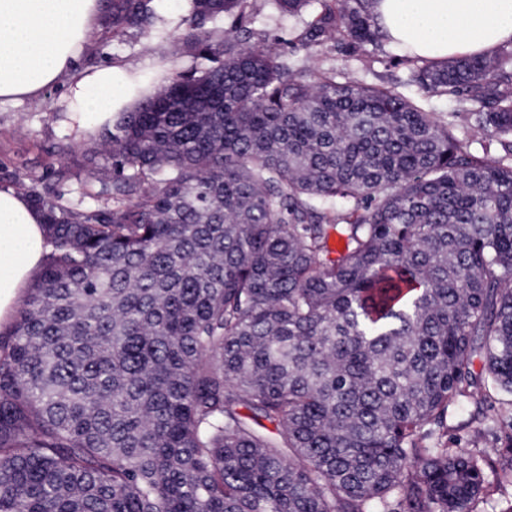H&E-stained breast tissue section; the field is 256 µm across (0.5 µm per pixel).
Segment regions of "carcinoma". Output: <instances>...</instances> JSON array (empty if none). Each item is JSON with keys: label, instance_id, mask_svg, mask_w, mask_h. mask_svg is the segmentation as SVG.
Masks as SVG:
<instances>
[{"label": "carcinoma", "instance_id": "obj_1", "mask_svg": "<svg viewBox=\"0 0 512 512\" xmlns=\"http://www.w3.org/2000/svg\"><path fill=\"white\" fill-rule=\"evenodd\" d=\"M152 2L111 0L112 32L169 43ZM271 2L313 9L310 50L383 38L372 0ZM253 18L188 0L208 65L120 113L98 190H28L48 252L0 328V512H481L480 431L442 436L460 398L479 421L512 396V161L488 158L512 44L400 50L469 97L478 153L412 98L250 46Z\"/></svg>", "mask_w": 512, "mask_h": 512}]
</instances>
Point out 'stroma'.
Here are the masks:
<instances>
[{
    "label": "stroma",
    "instance_id": "stroma-1",
    "mask_svg": "<svg viewBox=\"0 0 512 512\" xmlns=\"http://www.w3.org/2000/svg\"><path fill=\"white\" fill-rule=\"evenodd\" d=\"M254 25L265 30L270 39L268 48L288 55L298 65L336 73L366 85L394 89L418 100L427 111L437 113L455 130L458 137H467L465 114L471 103L462 93L431 97L408 85L409 66L400 60L395 47L382 43L371 48L369 54L353 51L346 42L336 39L328 42L316 54H309L299 35L310 19L309 13L282 14L272 9L266 0H256ZM148 41L137 29H128L121 35L96 29L83 63L87 66L113 64L117 68L138 74L146 86H154L163 76L190 70L193 59L185 53L180 42L170 43L163 52L149 50ZM63 93L56 87L38 99L0 103V185H9L26 191L30 184L52 195L62 191L77 195L90 169L104 162L101 154L92 152L94 141L103 140L106 127H97L93 138L81 139L69 122L63 121L56 106ZM65 172L64 180L46 176L48 166ZM474 405L461 399L448 410V443L469 447L475 428H482L481 446L497 456L498 424L496 410H489L481 426H474L470 414Z\"/></svg>",
    "mask_w": 512,
    "mask_h": 512
}]
</instances>
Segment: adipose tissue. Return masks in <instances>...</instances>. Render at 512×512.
<instances>
[{"label":"adipose tissue","mask_w":512,"mask_h":512,"mask_svg":"<svg viewBox=\"0 0 512 512\" xmlns=\"http://www.w3.org/2000/svg\"><path fill=\"white\" fill-rule=\"evenodd\" d=\"M103 0H0V102L64 85L61 110L78 136L111 124L115 92L133 74L112 65L78 70ZM390 43L422 58L480 55L512 43V0H373ZM41 213L0 189V324L9 323L46 254Z\"/></svg>","instance_id":"obj_1"}]
</instances>
